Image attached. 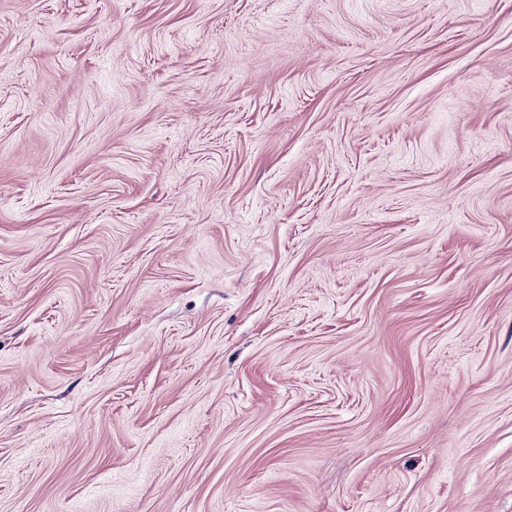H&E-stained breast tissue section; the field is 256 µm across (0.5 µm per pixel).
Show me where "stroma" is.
Returning <instances> with one entry per match:
<instances>
[{
    "label": "stroma",
    "mask_w": 512,
    "mask_h": 512,
    "mask_svg": "<svg viewBox=\"0 0 512 512\" xmlns=\"http://www.w3.org/2000/svg\"><path fill=\"white\" fill-rule=\"evenodd\" d=\"M0 512H512V0H0Z\"/></svg>",
    "instance_id": "1"
}]
</instances>
